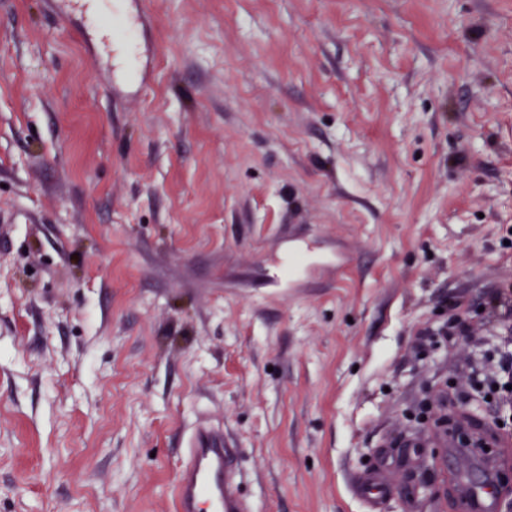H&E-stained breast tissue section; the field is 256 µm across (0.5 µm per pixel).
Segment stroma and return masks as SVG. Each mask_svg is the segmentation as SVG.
<instances>
[{
    "instance_id": "1",
    "label": "stroma",
    "mask_w": 512,
    "mask_h": 512,
    "mask_svg": "<svg viewBox=\"0 0 512 512\" xmlns=\"http://www.w3.org/2000/svg\"><path fill=\"white\" fill-rule=\"evenodd\" d=\"M135 80L0 0V512H468L446 420L512 285V0H130ZM468 332L445 335L449 304ZM422 462H402L405 446ZM490 305L494 317L507 323L512 319V290L511 285L499 288L490 297ZM235 451L224 433L200 429L176 477L177 512H247L237 487ZM357 492L365 498L370 512H379L380 505L388 492L384 480V470L374 472L356 484Z\"/></svg>"
}]
</instances>
